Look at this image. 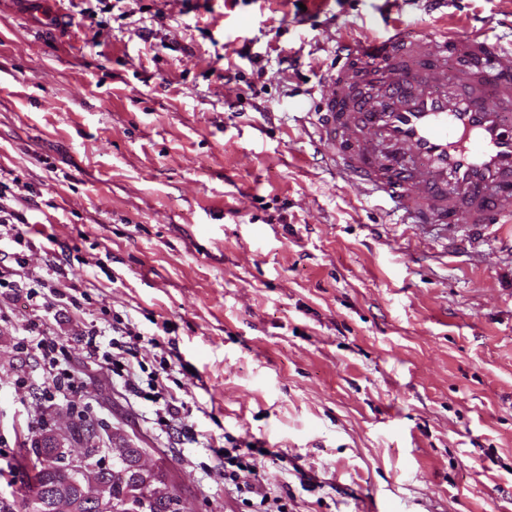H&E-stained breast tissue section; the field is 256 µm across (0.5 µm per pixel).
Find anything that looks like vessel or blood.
I'll return each mask as SVG.
<instances>
[{"label":"vessel or blood","instance_id":"vessel-or-blood-1","mask_svg":"<svg viewBox=\"0 0 512 512\" xmlns=\"http://www.w3.org/2000/svg\"><path fill=\"white\" fill-rule=\"evenodd\" d=\"M313 122L337 174L402 224L512 223V44L446 27L364 39Z\"/></svg>","mask_w":512,"mask_h":512}]
</instances>
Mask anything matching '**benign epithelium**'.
<instances>
[{"label":"benign epithelium","mask_w":512,"mask_h":512,"mask_svg":"<svg viewBox=\"0 0 512 512\" xmlns=\"http://www.w3.org/2000/svg\"><path fill=\"white\" fill-rule=\"evenodd\" d=\"M52 452L42 453L36 464L43 470H54L60 466L70 470L72 488L55 490L50 494L54 512H84L92 506L95 512H119L120 506L109 494L110 481L107 467L99 462L101 449L94 441L73 438L70 429L54 432L49 436ZM112 454L119 465L112 468V476L138 489L143 485L152 486V494L145 496L137 492L129 494L125 505L133 506L130 512H151V504L171 495L169 487L154 481L155 469L144 461L139 448H114Z\"/></svg>","instance_id":"benign-epithelium-1"}]
</instances>
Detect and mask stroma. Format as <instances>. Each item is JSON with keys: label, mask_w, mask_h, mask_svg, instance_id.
Here are the masks:
<instances>
[{"label": "stroma", "mask_w": 512, "mask_h": 512, "mask_svg": "<svg viewBox=\"0 0 512 512\" xmlns=\"http://www.w3.org/2000/svg\"><path fill=\"white\" fill-rule=\"evenodd\" d=\"M40 3L0 0V203L35 225L0 226V454L83 419L186 512H252L212 449L255 443L288 512H512L506 229L390 223L310 135L345 45L438 22L512 41V0ZM118 321L145 335L128 381L83 340ZM152 372L184 404L167 427L134 392ZM36 348L40 350L44 360L48 359L51 369H57L60 362L56 354H62V344L55 339L42 337L36 342ZM54 376L56 379L55 388L57 390L74 391L73 377L66 368H58Z\"/></svg>", "instance_id": "1"}]
</instances>
